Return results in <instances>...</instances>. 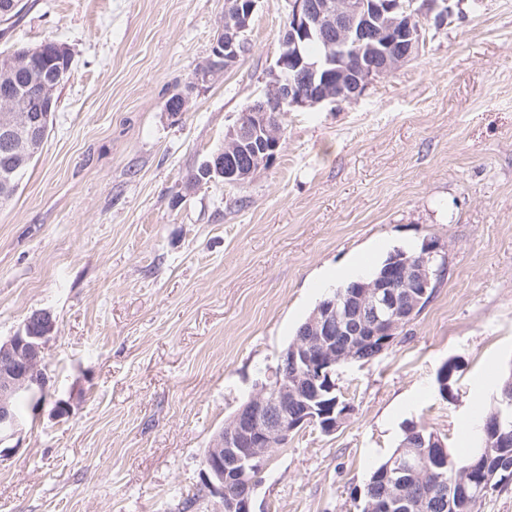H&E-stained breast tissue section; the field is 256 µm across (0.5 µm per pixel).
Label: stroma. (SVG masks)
Listing matches in <instances>:
<instances>
[{
    "label": "stroma",
    "mask_w": 512,
    "mask_h": 512,
    "mask_svg": "<svg viewBox=\"0 0 512 512\" xmlns=\"http://www.w3.org/2000/svg\"><path fill=\"white\" fill-rule=\"evenodd\" d=\"M224 2L25 0L0 22V52L54 39L73 59L0 206V342L34 312L56 322L46 402L0 451V512H217L201 476L215 433L329 290L425 241L446 259L430 302L379 357L337 369L350 413L273 449L254 509L360 512L411 424L454 453L479 444L512 366V0H464L356 100L287 112L246 184L190 189L264 93L288 15L259 0L240 60L195 82Z\"/></svg>",
    "instance_id": "1"
}]
</instances>
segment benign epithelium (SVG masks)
I'll return each instance as SVG.
<instances>
[{"label":"benign epithelium","instance_id":"7a95c632","mask_svg":"<svg viewBox=\"0 0 512 512\" xmlns=\"http://www.w3.org/2000/svg\"><path fill=\"white\" fill-rule=\"evenodd\" d=\"M258 0H225L224 27L215 39L211 58L196 81L229 69L240 58L243 38L251 26ZM289 11L276 66L263 97L225 132V149L210 167L223 170V182L241 185L270 166L280 147V119L295 108L351 102L376 80L387 77L412 59L420 48L421 30L413 16L436 14L443 22L453 12L451 0H288ZM317 39L325 52L304 58L301 45ZM19 97L14 85H0V110L10 113ZM50 120L44 112L30 122L7 116L0 123V156L9 162L27 160L36 142L44 141ZM440 249L426 243L416 262L394 260L376 281L352 295L338 292L312 314L305 336L280 355L273 377L261 383L245 405L212 438L202 461L204 486L220 499L219 512H253L257 479L271 451L298 429L320 425L331 434L349 414L336 412L326 395L336 391L333 376L342 364L358 360L350 346L369 338L389 346L411 324L412 298L431 286L429 263ZM55 330L46 311L27 318L0 343V446L22 433L25 420L12 399L25 394L32 408L48 393L45 346ZM347 336L345 350L336 349V334Z\"/></svg>","mask_w":512,"mask_h":512}]
</instances>
